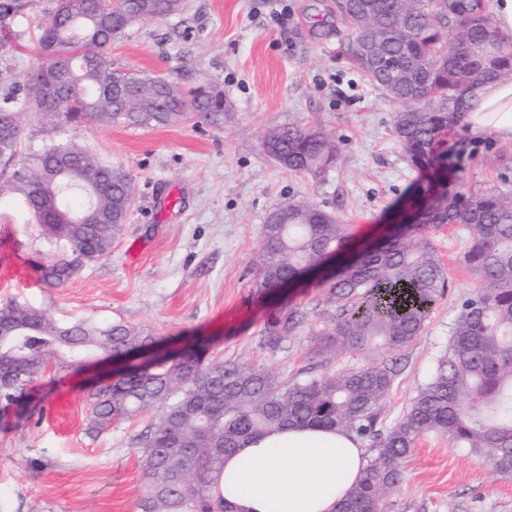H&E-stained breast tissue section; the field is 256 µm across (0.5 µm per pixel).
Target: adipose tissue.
I'll use <instances>...</instances> for the list:
<instances>
[{"label":"adipose tissue","instance_id":"obj_1","mask_svg":"<svg viewBox=\"0 0 512 512\" xmlns=\"http://www.w3.org/2000/svg\"><path fill=\"white\" fill-rule=\"evenodd\" d=\"M463 123L471 136L512 140V72L476 90ZM365 466L354 435L290 427L225 456L214 494L237 512H335Z\"/></svg>","mask_w":512,"mask_h":512}]
</instances>
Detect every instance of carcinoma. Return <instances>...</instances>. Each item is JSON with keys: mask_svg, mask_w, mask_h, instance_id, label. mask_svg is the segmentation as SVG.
I'll return each mask as SVG.
<instances>
[{"mask_svg": "<svg viewBox=\"0 0 512 512\" xmlns=\"http://www.w3.org/2000/svg\"><path fill=\"white\" fill-rule=\"evenodd\" d=\"M32 0H0V49ZM183 0H55L39 25L45 62L25 79L0 70V166L51 238L70 252L35 265L39 280L58 287L82 264L107 254L134 201L131 177L97 161L83 147L52 145L15 166L21 116L95 121L102 126H160L199 112L224 118V92L185 95L167 78L116 67L112 43L132 25L178 14ZM351 33L339 51L349 68L379 86L396 105L394 133L410 165L428 172L414 190L416 222L384 236L323 280L321 302L336 350L373 352L364 365L337 370L324 362L303 378L220 360L197 337L177 356L143 353L155 334L123 322H56L42 309L14 300L0 304V414L28 405L33 383L52 360L77 371L103 357L120 364L117 377L89 393L99 430L158 411L140 434L145 481L141 512H235L213 495L224 456L250 440L289 426L344 430L374 439L376 457L337 512H387L385 491L403 480L401 462L425 434L483 455L512 475V195L448 196V152L438 140L461 121L467 95L512 70V38L499 34L486 0H344ZM455 31L448 37V30ZM264 147L291 171L320 176L339 160L335 140L318 128L270 130ZM67 159L68 177L52 171ZM86 214L75 224L74 214ZM469 234L467 267L481 287L461 303L448 346L402 420L376 430L379 411L397 376V363L426 326L432 304L448 288L447 271L428 238L443 226ZM351 225L319 207L292 202L263 227L261 294L297 281L344 253ZM309 320L294 306L270 313L263 345L282 348Z\"/></svg>", "mask_w": 512, "mask_h": 512, "instance_id": "1", "label": "carcinoma"}]
</instances>
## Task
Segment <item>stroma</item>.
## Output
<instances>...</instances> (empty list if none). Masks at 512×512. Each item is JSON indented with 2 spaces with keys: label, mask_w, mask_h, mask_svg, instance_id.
<instances>
[{
  "label": "stroma",
  "mask_w": 512,
  "mask_h": 512,
  "mask_svg": "<svg viewBox=\"0 0 512 512\" xmlns=\"http://www.w3.org/2000/svg\"><path fill=\"white\" fill-rule=\"evenodd\" d=\"M339 0H185L182 12L131 27L109 55L115 65L168 77L181 90L215 86L226 112L215 124L194 114L171 126L109 128L92 121L22 117V155L75 143L130 173L135 199L107 255L85 262L62 287L42 284L33 261L68 248L48 240L0 169V301L13 298L56 321H121L152 329L176 351L208 338L224 361L303 376L323 359L364 364L369 354L330 347L319 308V276L258 296L255 274L270 213L291 201L317 205L353 225L355 242L375 240L403 215L398 207L419 174L394 134V104L337 58L350 29ZM52 0H33L14 25L0 69L25 75L36 61L38 24ZM317 127L341 150L335 168L314 177L281 167L263 148L271 129ZM452 154L448 178L465 193H512V141L470 136L463 125L443 135ZM431 239L449 277L446 294L407 350L378 430L407 413L448 345L462 301L480 286L466 267L468 233L447 226ZM299 306L309 321L272 352L262 346L275 309ZM111 361L75 372L53 369L36 383L31 417L0 423V512H140L143 479L137 436L155 411L95 430L91 386L109 379ZM404 480L386 495L388 512H512V478L484 456L447 438H419Z\"/></svg>",
  "instance_id": "1"
}]
</instances>
